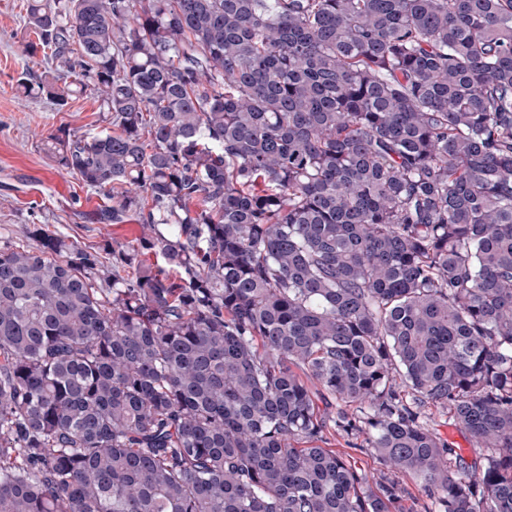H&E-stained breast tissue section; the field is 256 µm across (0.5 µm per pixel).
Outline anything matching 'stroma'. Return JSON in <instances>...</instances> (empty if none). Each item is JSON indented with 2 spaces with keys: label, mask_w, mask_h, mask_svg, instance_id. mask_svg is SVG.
Listing matches in <instances>:
<instances>
[{
  "label": "stroma",
  "mask_w": 512,
  "mask_h": 512,
  "mask_svg": "<svg viewBox=\"0 0 512 512\" xmlns=\"http://www.w3.org/2000/svg\"><path fill=\"white\" fill-rule=\"evenodd\" d=\"M23 2L0 0V243L21 242L28 225L45 224L89 246L106 234L120 243L136 244L140 224L133 219L108 227L96 223L94 215L105 204V196L60 169L43 144L60 126L79 136L102 129V110L94 92L86 91L58 111L48 101L16 90L22 71L16 49L27 35ZM425 421L438 437L459 448L469 465H479V453L470 447L461 426L432 406L425 409Z\"/></svg>",
  "instance_id": "stroma-1"
}]
</instances>
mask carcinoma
<instances>
[{
	"label": "carcinoma",
	"mask_w": 512,
	"mask_h": 512,
	"mask_svg": "<svg viewBox=\"0 0 512 512\" xmlns=\"http://www.w3.org/2000/svg\"><path fill=\"white\" fill-rule=\"evenodd\" d=\"M26 22L18 89L91 88L112 125L47 152L142 234L0 248V512H408L402 472L435 512H512V0ZM424 421L438 437L448 442L453 448H459L469 466H473V469L476 466V470H478L479 452L470 447L466 433L461 426L431 405L425 408ZM326 438V443L322 444L324 448H331L336 453L355 461L357 466L369 475H376L382 467L369 448H350L342 436L332 431L326 434Z\"/></svg>",
	"instance_id": "carcinoma-1"
}]
</instances>
